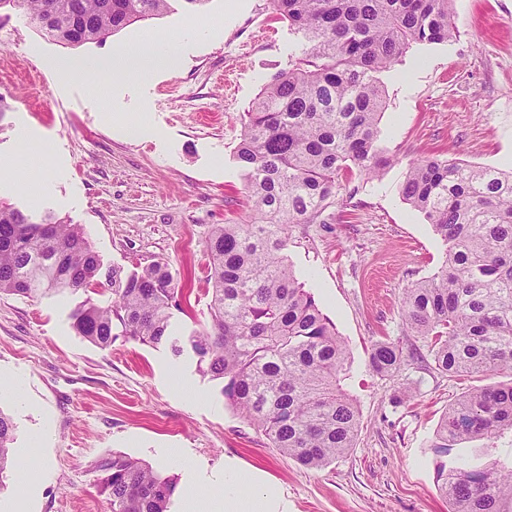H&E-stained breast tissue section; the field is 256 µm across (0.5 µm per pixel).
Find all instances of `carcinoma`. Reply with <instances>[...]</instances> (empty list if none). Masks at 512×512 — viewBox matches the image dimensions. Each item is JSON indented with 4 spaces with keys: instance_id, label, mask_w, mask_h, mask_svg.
Masks as SVG:
<instances>
[{
    "instance_id": "obj_1",
    "label": "carcinoma",
    "mask_w": 512,
    "mask_h": 512,
    "mask_svg": "<svg viewBox=\"0 0 512 512\" xmlns=\"http://www.w3.org/2000/svg\"><path fill=\"white\" fill-rule=\"evenodd\" d=\"M172 0H0L63 45L103 43ZM452 0H272L275 13L307 48L276 73L243 113L234 158L243 171L247 215L215 224L209 257V321L187 337L199 371L223 383L224 399L272 447L321 469L354 447L359 412L340 385L348 353L335 324L288 264V228L325 224L339 179L376 177L384 90L378 74L415 44L458 32ZM403 199L448 246L431 278L402 296L412 336L425 339L435 368L458 376L512 373V169L463 165L439 156L409 167ZM109 296L99 299L98 288ZM88 293L70 314L74 332L106 349L118 339L169 345L174 313L193 317L168 264L105 271L80 226L47 213L34 219L0 202V293L23 298ZM371 368L392 374L402 351L371 349ZM16 426L0 411V486L12 465ZM512 431V383L472 388L448 407L435 452L474 441L454 466L440 465L437 487L451 512H512V462L492 441ZM110 512H168L172 478L129 457L97 464Z\"/></svg>"
}]
</instances>
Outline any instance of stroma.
<instances>
[{
  "label": "stroma",
  "instance_id": "obj_1",
  "mask_svg": "<svg viewBox=\"0 0 512 512\" xmlns=\"http://www.w3.org/2000/svg\"><path fill=\"white\" fill-rule=\"evenodd\" d=\"M174 0L168 13L99 45L54 42L20 16L0 23V201L81 225L104 266L131 270L166 261L191 282L205 310L212 225L244 211L234 148L241 122L271 75L301 56L305 40L276 19L271 0ZM458 33L416 44L380 76L379 144L390 164L375 179L341 180L324 224H294L286 255L296 277L336 325L348 349L343 389L360 414L356 444L320 470L272 448L202 375L191 349L117 340L100 348L71 328L82 294H0V410L15 425L13 456L38 468L30 512H109L96 463L122 454L174 479L170 512L187 490L220 489L224 468L259 475L283 512H449L437 489L433 446L443 413L487 377L434 369L425 342L408 335L402 293L431 276L447 247L402 198L410 164L438 154L503 167L512 156V0H453ZM145 35L180 37L176 67L129 83L96 75L60 78L54 60L106 56ZM145 115L151 136L120 120ZM31 138H21V128ZM43 160L46 183L31 194L9 170ZM399 346L400 371L369 365L373 344Z\"/></svg>",
  "mask_w": 512,
  "mask_h": 512
}]
</instances>
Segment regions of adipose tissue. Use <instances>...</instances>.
I'll use <instances>...</instances> for the list:
<instances>
[{
    "instance_id": "ef3b65f1",
    "label": "adipose tissue",
    "mask_w": 512,
    "mask_h": 512,
    "mask_svg": "<svg viewBox=\"0 0 512 512\" xmlns=\"http://www.w3.org/2000/svg\"><path fill=\"white\" fill-rule=\"evenodd\" d=\"M181 52L180 41L166 40L148 49L129 45L97 60L59 61L55 67L63 75L80 68L107 77L118 73L127 81L137 82L159 68L171 66ZM186 500L190 512H278L281 506L256 474L235 466L225 468L222 491L208 495L190 493Z\"/></svg>"
}]
</instances>
